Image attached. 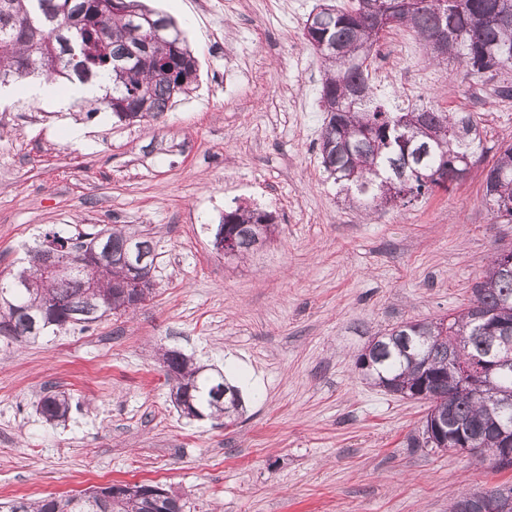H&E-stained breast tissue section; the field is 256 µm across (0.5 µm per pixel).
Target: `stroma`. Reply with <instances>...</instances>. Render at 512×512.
I'll return each mask as SVG.
<instances>
[{"label": "stroma", "mask_w": 512, "mask_h": 512, "mask_svg": "<svg viewBox=\"0 0 512 512\" xmlns=\"http://www.w3.org/2000/svg\"><path fill=\"white\" fill-rule=\"evenodd\" d=\"M323 0H145L198 59L191 90L157 121L93 118L0 89V276L51 230L119 224L156 244L138 309L20 343L0 336V502L162 485L184 512H448L463 491L512 486V468L416 448L428 405L373 386L356 357L373 335L466 308L512 223L483 171L512 143V72L467 73L410 33L374 45L378 99L467 111L485 128L467 178L408 206L346 209L321 165V62L303 32ZM84 130V141L67 129ZM268 199L274 240L218 255L225 210ZM248 381L233 425L177 411L158 349ZM71 399L46 422V391Z\"/></svg>", "instance_id": "obj_1"}]
</instances>
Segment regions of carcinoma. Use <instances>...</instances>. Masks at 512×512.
<instances>
[{
	"mask_svg": "<svg viewBox=\"0 0 512 512\" xmlns=\"http://www.w3.org/2000/svg\"><path fill=\"white\" fill-rule=\"evenodd\" d=\"M366 0L347 8L319 11L318 28L304 30L307 42L317 41L324 71L321 102L325 117L320 135L321 165L350 207L368 210L418 198L457 182L462 159L473 158L483 139L471 112H449L426 105L395 112L376 99L369 83L367 61L383 33L367 23ZM512 0H417L393 23L430 37L437 20L443 21L447 55L471 74L512 69ZM78 16L82 40L70 45L66 31L55 32V19ZM198 61L183 31L168 15L149 9L139 0H0V74L18 83L30 77L46 81L103 85L93 100L76 104L94 112L111 108L110 100L126 103L125 114L113 113L119 123L159 120L197 80ZM485 201L493 214L512 222V144L500 147L495 162L484 172ZM273 222L272 214L238 206L224 213L227 236L235 237V257L255 250L256 225ZM150 255L144 267V298L153 290L151 270L155 245L149 237H136L116 224L91 228L77 236L54 231L46 244L29 251V267L0 277V335L35 343L47 331L89 324L105 315L127 312L120 292L128 276L119 264L129 243ZM68 248L89 269L68 275L45 273L47 245ZM109 252L112 262L99 265L93 256ZM94 280L96 297L88 299L86 283ZM472 304L512 325V271L494 255L480 281L472 288ZM489 332L478 329L472 312L451 318L446 328L435 321L402 322L374 338L356 365L385 390L401 397L425 390L422 399L444 427L442 434L422 426L426 448L450 449L469 440L478 448L493 447L490 432L501 419L497 405L484 397L512 400V373L487 376L476 360L489 352ZM169 365L179 388L190 393L201 416L231 423L241 403L228 405L213 395L224 375L210 374L185 354L167 350ZM70 402L63 392L44 395L39 412L47 422L67 416ZM480 493L455 499L449 512H477ZM0 512H146L144 501L132 496L96 491L37 501L23 498L0 502Z\"/></svg>",
	"mask_w": 512,
	"mask_h": 512,
	"instance_id": "obj_1",
	"label": "carcinoma"
}]
</instances>
